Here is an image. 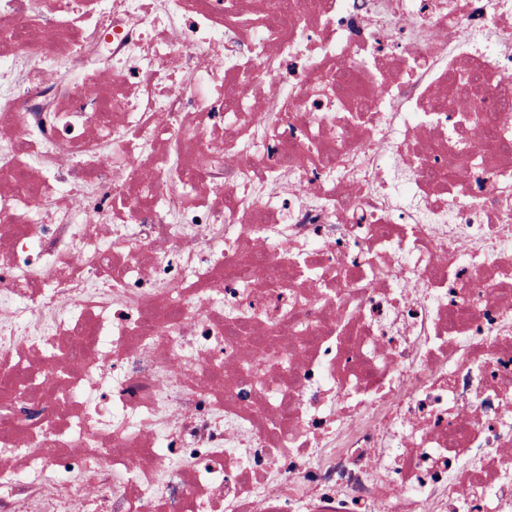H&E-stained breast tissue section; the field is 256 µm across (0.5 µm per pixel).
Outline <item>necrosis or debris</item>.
I'll list each match as a JSON object with an SVG mask.
<instances>
[{
    "label": "necrosis or debris",
    "mask_w": 512,
    "mask_h": 512,
    "mask_svg": "<svg viewBox=\"0 0 512 512\" xmlns=\"http://www.w3.org/2000/svg\"><path fill=\"white\" fill-rule=\"evenodd\" d=\"M0 0V512H512V0Z\"/></svg>",
    "instance_id": "4bbe7bcc"
}]
</instances>
